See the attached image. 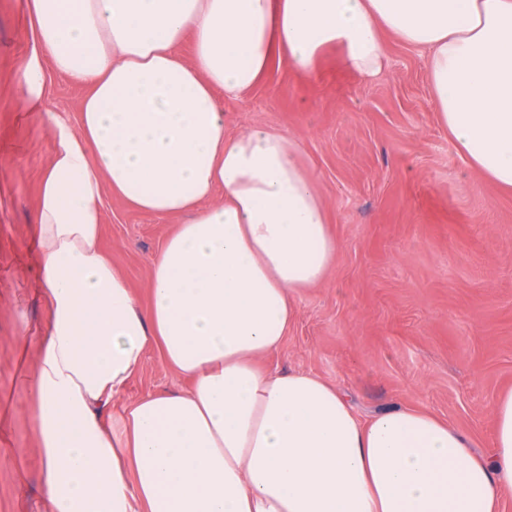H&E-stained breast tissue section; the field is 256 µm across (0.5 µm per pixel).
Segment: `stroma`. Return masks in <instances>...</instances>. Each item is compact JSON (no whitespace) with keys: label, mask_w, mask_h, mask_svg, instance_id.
<instances>
[{"label":"stroma","mask_w":512,"mask_h":512,"mask_svg":"<svg viewBox=\"0 0 512 512\" xmlns=\"http://www.w3.org/2000/svg\"><path fill=\"white\" fill-rule=\"evenodd\" d=\"M386 47L376 79L331 58L313 81L276 67L224 103L228 132L268 126L299 140L337 240L326 280L294 294V321L262 364L320 377L365 419L430 412L484 453L493 405L512 388V192L452 151L424 53L392 38ZM31 48L22 0H0V512H47L24 388L35 352L21 346L50 318L32 214L54 142L17 110L13 78ZM84 93L58 74L47 81L51 108L72 123ZM102 202L103 247L147 303L149 265L179 219L134 211L107 187ZM188 385L152 351L107 411Z\"/></svg>","instance_id":"stroma-1"}]
</instances>
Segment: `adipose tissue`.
I'll use <instances>...</instances> for the list:
<instances>
[{
    "mask_svg": "<svg viewBox=\"0 0 512 512\" xmlns=\"http://www.w3.org/2000/svg\"><path fill=\"white\" fill-rule=\"evenodd\" d=\"M33 46L17 108L53 137L33 222L52 311L29 384L50 512H501L512 496V389L493 448L399 407L362 419L304 372L263 368L291 295L336 261L329 207L293 137L227 133L224 102L274 64L313 79L329 51L363 79L383 36L426 54L457 154L512 190V0H23ZM191 42L190 57L180 49ZM85 87L69 124L49 74ZM179 216L140 307L101 247V189ZM189 389L107 406L150 349Z\"/></svg>",
    "mask_w": 512,
    "mask_h": 512,
    "instance_id": "1",
    "label": "adipose tissue"
}]
</instances>
